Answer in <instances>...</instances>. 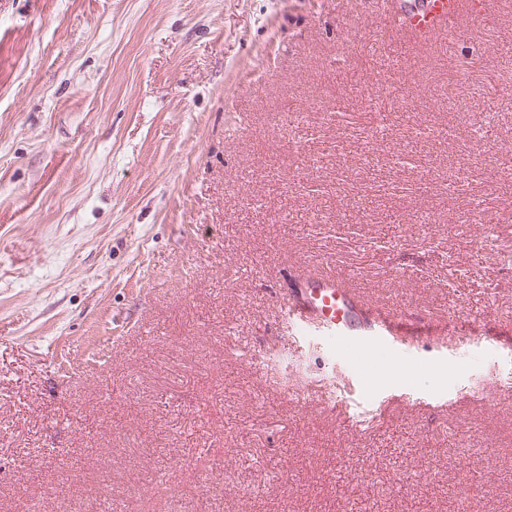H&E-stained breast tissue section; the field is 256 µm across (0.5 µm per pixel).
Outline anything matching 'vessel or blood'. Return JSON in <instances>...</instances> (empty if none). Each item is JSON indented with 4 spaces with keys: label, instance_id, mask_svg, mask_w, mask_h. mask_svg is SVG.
<instances>
[{
    "label": "vessel or blood",
    "instance_id": "vessel-or-blood-1",
    "mask_svg": "<svg viewBox=\"0 0 512 512\" xmlns=\"http://www.w3.org/2000/svg\"><path fill=\"white\" fill-rule=\"evenodd\" d=\"M381 19L393 25L407 40L425 41L458 37L449 27L451 18L469 12L470 0H418L401 11L398 0H377ZM283 317L313 329L339 336L352 351L369 345L371 337L413 335L406 317L360 305L350 284L331 276H312L300 282L280 300Z\"/></svg>",
    "mask_w": 512,
    "mask_h": 512
}]
</instances>
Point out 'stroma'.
Listing matches in <instances>:
<instances>
[{
	"label": "stroma",
	"mask_w": 512,
	"mask_h": 512,
	"mask_svg": "<svg viewBox=\"0 0 512 512\" xmlns=\"http://www.w3.org/2000/svg\"><path fill=\"white\" fill-rule=\"evenodd\" d=\"M475 2L407 45L375 0H0V512H512V396L467 395L512 386V0ZM314 267L446 335L284 326Z\"/></svg>",
	"instance_id": "obj_1"
}]
</instances>
